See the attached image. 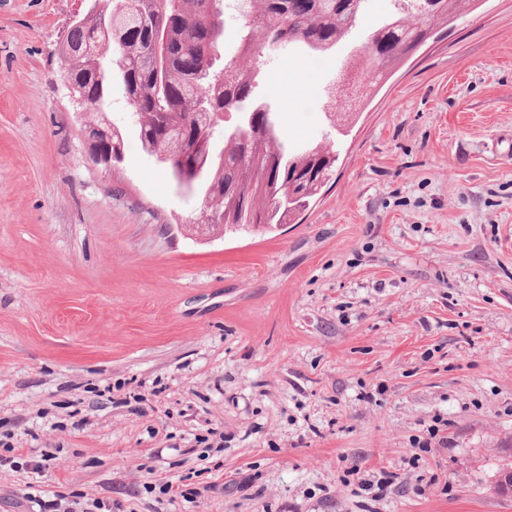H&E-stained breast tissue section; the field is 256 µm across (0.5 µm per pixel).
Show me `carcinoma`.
<instances>
[{
  "label": "carcinoma",
  "mask_w": 512,
  "mask_h": 512,
  "mask_svg": "<svg viewBox=\"0 0 512 512\" xmlns=\"http://www.w3.org/2000/svg\"><path fill=\"white\" fill-rule=\"evenodd\" d=\"M368 0H236L243 18L234 41L225 37L224 0H97L98 11L73 22L59 43L63 74L86 101L88 137L123 158L121 130L105 120L119 81L143 150L165 165L176 185L224 213V228L247 231L289 224L316 201L339 154L331 108L326 143L301 152L281 139L278 112L258 90L256 64L282 53L319 59L337 52L365 17ZM472 0H391L362 48L344 56L324 86L335 94L344 72L379 87ZM235 114L226 124L220 115ZM180 136L202 147L178 159Z\"/></svg>",
  "instance_id": "cac0c4a2"
}]
</instances>
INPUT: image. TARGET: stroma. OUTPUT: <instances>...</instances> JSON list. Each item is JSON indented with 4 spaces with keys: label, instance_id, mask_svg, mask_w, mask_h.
<instances>
[{
    "label": "stroma",
    "instance_id": "35a3bbf8",
    "mask_svg": "<svg viewBox=\"0 0 512 512\" xmlns=\"http://www.w3.org/2000/svg\"><path fill=\"white\" fill-rule=\"evenodd\" d=\"M83 9L0 0V445L46 461L0 469V512H512V0L394 69L301 223L214 236L120 86L124 157L92 160ZM335 67L261 75L293 145Z\"/></svg>",
    "mask_w": 512,
    "mask_h": 512
}]
</instances>
